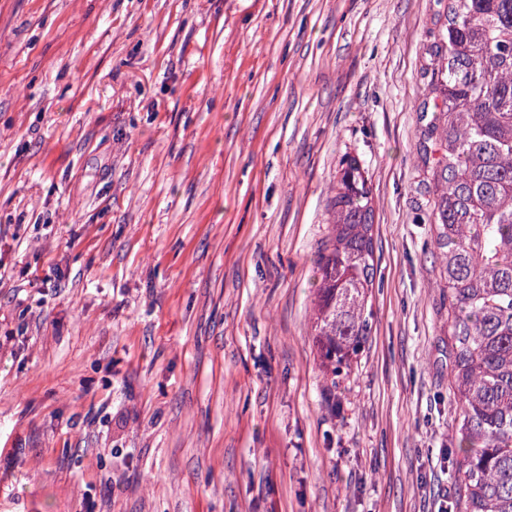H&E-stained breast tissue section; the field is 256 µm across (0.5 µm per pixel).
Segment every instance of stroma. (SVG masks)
I'll return each mask as SVG.
<instances>
[{"label": "stroma", "mask_w": 512, "mask_h": 512, "mask_svg": "<svg viewBox=\"0 0 512 512\" xmlns=\"http://www.w3.org/2000/svg\"><path fill=\"white\" fill-rule=\"evenodd\" d=\"M447 0H0V512H446L418 107ZM371 340L327 390L332 185ZM359 162L346 160L336 174L329 245L318 261L312 342L328 389L362 354L371 337L375 283L374 209Z\"/></svg>", "instance_id": "1"}]
</instances>
